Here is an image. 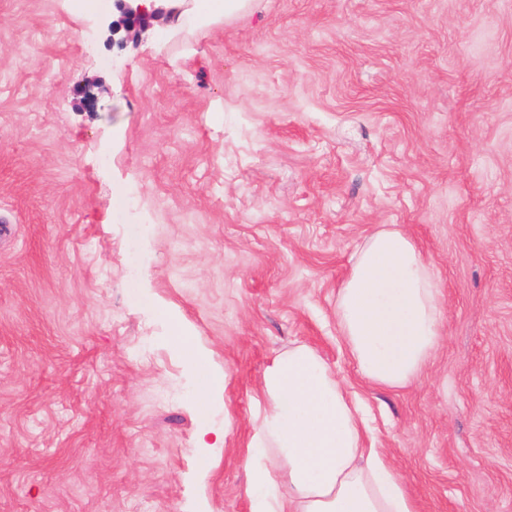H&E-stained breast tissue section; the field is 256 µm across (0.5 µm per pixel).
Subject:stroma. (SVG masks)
<instances>
[{"label":"stroma","mask_w":512,"mask_h":512,"mask_svg":"<svg viewBox=\"0 0 512 512\" xmlns=\"http://www.w3.org/2000/svg\"><path fill=\"white\" fill-rule=\"evenodd\" d=\"M117 17L0 0V512H253L260 382L296 344L416 512H512V0H252L124 46ZM381 224L440 288L396 390L336 324ZM175 339L183 356L199 366V397L201 402L208 400L216 378L209 368L203 351L194 344L189 336H175Z\"/></svg>","instance_id":"1"}]
</instances>
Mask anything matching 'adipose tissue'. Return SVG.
I'll use <instances>...</instances> for the list:
<instances>
[{
  "label": "adipose tissue",
  "instance_id": "obj_1",
  "mask_svg": "<svg viewBox=\"0 0 512 512\" xmlns=\"http://www.w3.org/2000/svg\"><path fill=\"white\" fill-rule=\"evenodd\" d=\"M439 290L410 236L366 237L336 298L340 333L360 375L398 389L442 339ZM246 467L255 512H415L393 469L366 447L359 408L310 347L281 353L263 375Z\"/></svg>",
  "mask_w": 512,
  "mask_h": 512
}]
</instances>
